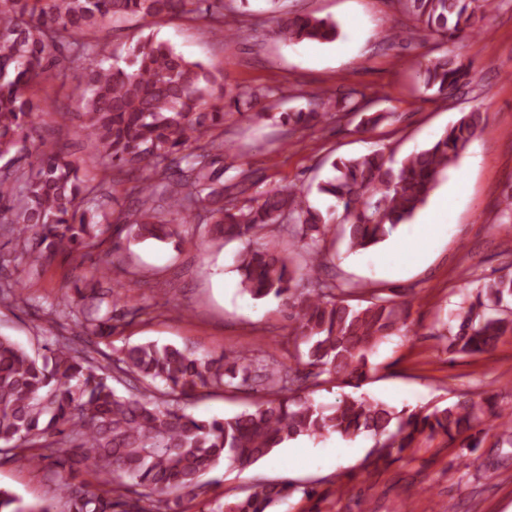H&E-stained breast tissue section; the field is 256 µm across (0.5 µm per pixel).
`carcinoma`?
<instances>
[{"instance_id": "obj_1", "label": "carcinoma", "mask_w": 512, "mask_h": 512, "mask_svg": "<svg viewBox=\"0 0 512 512\" xmlns=\"http://www.w3.org/2000/svg\"><path fill=\"white\" fill-rule=\"evenodd\" d=\"M429 34L446 41L474 36L476 11L501 0H400ZM206 14L226 38L234 21L224 0H0V230L15 237L35 260L81 251L90 257L103 245L93 211L114 193L109 180L93 184L71 155L31 136L39 97L53 74L56 53L73 48L78 58L99 54L96 34L108 21L136 17L153 21L180 14ZM276 36L288 43L331 42L333 22L287 12ZM418 83L448 95L471 83L468 65L445 55L420 67ZM203 64L151 38L138 41L123 63L89 69L75 90L85 103L82 135L111 166L140 172L126 189L136 209L129 224L112 225V236L128 241H162L174 224L195 215L226 239L256 236L288 221L301 230L305 266L266 245L236 257L240 288L254 299L269 295L292 309L297 354L293 363L269 353L234 352L218 357L189 347L145 342L112 348L117 291L110 267H97L82 285L63 293L43 316L70 319L71 337L55 336L44 353L31 354L0 335V461L22 462L45 471L58 501L24 499L0 487V512H181L182 503L208 493L209 474L220 466L245 469L299 437H342L369 432L375 462L416 452L437 436L454 439L471 430L467 447L482 443L479 426L503 429L512 443V416L489 399L472 397L432 410H396L345 395L335 405H317L305 391L322 377L357 388L366 380L369 355L393 332L407 326L409 302L376 289L360 305L358 294L319 276L318 242L329 230L324 216L302 205L303 190H270L254 205L239 204L242 185L217 183L223 142L212 130L224 124V100L251 110L264 93L216 90ZM284 112L283 121L316 124L339 112ZM484 129L481 114L469 112L430 146L408 155L396 169L377 150L332 162L333 178L319 192L336 199L342 233L357 252L384 242L428 201L440 176ZM17 282L0 280V303L23 299ZM446 323L448 349L464 355L492 351L512 335V273L484 280L474 301ZM260 386L268 398L253 410L210 421L185 412L200 390L249 391ZM50 465H44L45 461ZM289 482L259 483L224 503V512H274L292 494Z\"/></svg>"}]
</instances>
